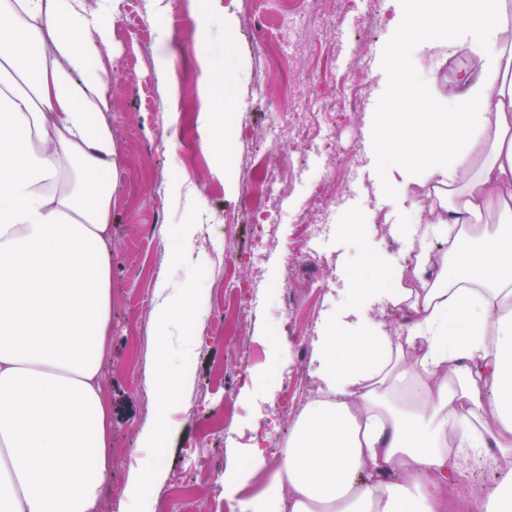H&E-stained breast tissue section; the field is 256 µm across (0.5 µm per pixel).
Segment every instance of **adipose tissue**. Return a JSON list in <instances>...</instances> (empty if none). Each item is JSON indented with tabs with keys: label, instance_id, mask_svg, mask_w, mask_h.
I'll return each mask as SVG.
<instances>
[{
	"label": "adipose tissue",
	"instance_id": "ef3b65f1",
	"mask_svg": "<svg viewBox=\"0 0 512 512\" xmlns=\"http://www.w3.org/2000/svg\"><path fill=\"white\" fill-rule=\"evenodd\" d=\"M406 55L389 65V109L369 114L373 155L403 188L429 187V224L396 233L412 267L349 273L346 305L313 340L316 395L261 492L240 512H446L468 456L496 465L474 512H512V0H397ZM110 32L83 0H0V512H97L112 482V422L100 372L112 330ZM459 46L446 106L411 64L421 46ZM494 231L477 232L488 213ZM201 292L154 290L157 412L140 435L174 439ZM406 312L391 332L373 308ZM494 428L483 426L485 413Z\"/></svg>",
	"mask_w": 512,
	"mask_h": 512
}]
</instances>
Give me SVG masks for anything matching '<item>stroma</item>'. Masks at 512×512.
I'll use <instances>...</instances> for the list:
<instances>
[{"label":"stroma","mask_w":512,"mask_h":512,"mask_svg":"<svg viewBox=\"0 0 512 512\" xmlns=\"http://www.w3.org/2000/svg\"><path fill=\"white\" fill-rule=\"evenodd\" d=\"M110 27L111 47L100 66L108 73L107 119L117 148L118 185L112 195V336L102 373L112 412V483L101 512H121L133 450L142 426L155 415L145 376L153 291L159 276L203 288L207 316L200 328L194 377L174 414L180 424L175 448L150 457L163 479L152 512H194L209 497L214 479L200 464L216 457L229 470L243 461L255 437L277 460L275 427L292 430L295 409L314 395L312 340L325 311L336 309L346 271L365 268L364 250L400 257L403 243L391 233L398 224H427L428 203L396 186L382 161L369 152L366 117L381 112L391 87L384 71L397 43L392 0H318L315 22L302 21L292 0H225L209 11L206 0L189 6L171 0L166 15L151 17L148 0H86ZM168 32L159 49L158 27ZM208 28L211 59L225 69L227 86L212 95L223 104L229 131L222 153L199 144L196 106L203 90L197 60L201 28ZM175 62L177 110L164 111L159 56ZM415 67L436 75L435 92L447 97L462 56L453 47H427ZM280 101V115L262 102ZM335 112L332 137H319L311 113ZM287 116L295 137L277 139L269 155L253 138ZM356 145L355 156L346 148ZM292 165L291 179L272 181L274 160ZM185 182L198 204L176 197ZM279 195L278 243L253 258L247 253L253 227L246 211L266 185ZM336 198L333 225L306 239V222L318 218V189ZM199 222L197 245L211 262L198 269L170 264L162 225ZM235 263L223 271L225 254ZM311 274L288 280L299 259ZM246 365L249 383L234 378ZM495 478L494 468L471 457L462 465L459 488L448 499L478 496Z\"/></svg>","instance_id":"obj_1"}]
</instances>
